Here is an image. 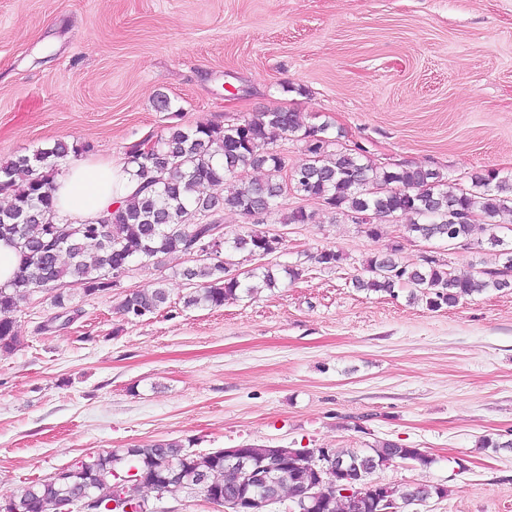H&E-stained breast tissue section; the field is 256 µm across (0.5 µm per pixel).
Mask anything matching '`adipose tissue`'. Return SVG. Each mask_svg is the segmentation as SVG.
<instances>
[{
    "label": "adipose tissue",
    "instance_id": "obj_1",
    "mask_svg": "<svg viewBox=\"0 0 512 512\" xmlns=\"http://www.w3.org/2000/svg\"><path fill=\"white\" fill-rule=\"evenodd\" d=\"M55 221L94 223L130 196L137 183L112 160L83 161L55 180Z\"/></svg>",
    "mask_w": 512,
    "mask_h": 512
}]
</instances>
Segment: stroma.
<instances>
[{
	"label": "stroma",
	"mask_w": 512,
	"mask_h": 512,
	"mask_svg": "<svg viewBox=\"0 0 512 512\" xmlns=\"http://www.w3.org/2000/svg\"><path fill=\"white\" fill-rule=\"evenodd\" d=\"M277 109L380 166L462 187L481 170L512 178V0H0V162L58 140L117 160L171 125ZM296 208L309 223L264 220L283 235L266 260L275 289L184 307L193 261L175 253L133 261L104 293L65 284L66 325L52 292L22 303L20 343L0 356V495L110 451L122 485L125 450L160 440L363 453L388 440L433 462L397 460L371 482L449 488L411 512H512V291L433 310L406 288L352 286L391 248L458 270L490 253L413 238L406 215L374 239L286 195L282 211ZM325 249L338 267L315 263ZM158 283L167 306L126 322L124 296ZM144 498L146 512H225L194 490Z\"/></svg>",
	"instance_id": "1"
}]
</instances>
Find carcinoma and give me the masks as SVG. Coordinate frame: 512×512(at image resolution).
Listing matches in <instances>:
<instances>
[{"instance_id":"obj_1","label":"carcinoma","mask_w":512,"mask_h":512,"mask_svg":"<svg viewBox=\"0 0 512 512\" xmlns=\"http://www.w3.org/2000/svg\"><path fill=\"white\" fill-rule=\"evenodd\" d=\"M328 130L327 124L307 126L299 113L282 110L224 126L211 122L188 128L172 125L155 137L147 155L136 143L127 147L125 160L138 188L112 212V219L98 224L54 221V180L60 166L70 155L90 151V146L59 140L30 156L1 162L0 193L10 196V204L0 208V238L16 244L22 264L13 283L0 287V353L16 350L19 338L13 314L31 294L54 289V303L63 309L68 298L58 287L69 281L80 284L88 294L107 292L117 287L112 274L135 259L150 261L188 253L193 240L207 229L205 224L192 222L197 215L230 206L246 217L276 215L280 224L307 223L310 216L301 208L280 212V199L288 193L283 174L288 171L297 194L321 199L334 212L354 218L372 238L381 236V223L399 214L412 216L408 230L424 241L468 240L477 222H482L493 266L458 272L428 257L419 266L411 265L401 262L392 249L368 259L365 273L353 279L354 287L391 294L406 286L411 299L432 309L454 307L467 297L489 291L512 289V247H504L495 232L504 224L512 232V178L500 179L494 171L476 172L470 187L453 190L433 170L379 166L348 148L331 151ZM279 139L304 143L308 159L288 167L287 156L272 148ZM248 168L266 170V178L246 179L243 172ZM280 245L266 231L237 235L229 249L183 271V277L195 285L184 297V307H220L243 292L254 293L258 287L226 270L235 265L232 253L243 251L265 258ZM168 300V292L160 285L136 290L125 295L119 312L133 322L160 311ZM397 452L396 444L383 442L364 455L380 468L398 459ZM335 455L348 462L364 456L348 448ZM126 456L136 462L141 490L196 489L219 505L239 492L241 478L225 467L222 448L194 453L179 441L167 440L128 448ZM122 460L112 452L98 455L87 466L68 467L71 480L67 485L40 480L12 493L11 512H70L69 499L75 491L113 487L114 467ZM173 468L180 473L178 482L161 483L160 478ZM307 486L297 469L290 467L282 473L280 493L294 499L296 512L304 509ZM318 512L373 510L370 501L363 499L356 506L333 488Z\"/></svg>"}]
</instances>
